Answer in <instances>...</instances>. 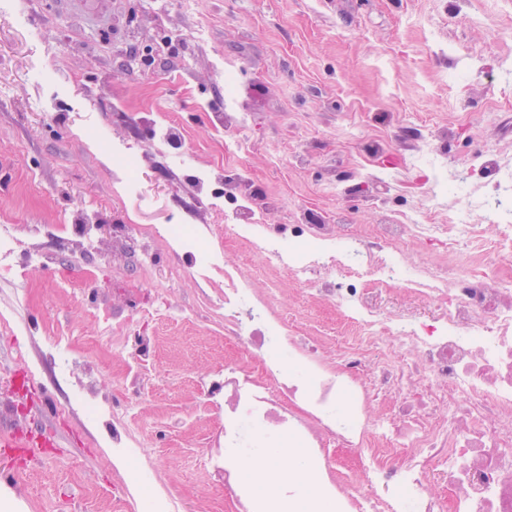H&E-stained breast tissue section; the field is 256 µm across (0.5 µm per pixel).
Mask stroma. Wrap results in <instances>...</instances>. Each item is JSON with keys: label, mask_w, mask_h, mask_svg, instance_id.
<instances>
[{"label": "stroma", "mask_w": 512, "mask_h": 512, "mask_svg": "<svg viewBox=\"0 0 512 512\" xmlns=\"http://www.w3.org/2000/svg\"><path fill=\"white\" fill-rule=\"evenodd\" d=\"M108 0L111 24L83 25L59 0H8L0 6V225L17 228L18 254L0 258V314L17 324L0 329V426L25 444L32 428L51 444L37 462L5 452L0 512H141L145 494L134 467L153 470V491L180 501L184 512H237L203 473L200 457L213 422L198 386L224 366V325L207 317L203 280L190 257L154 258V274L170 289L179 315L145 325L160 369L145 387L118 375L137 334L101 337L100 308L128 315L149 293L126 294L100 263L84 281L78 247L52 250L48 267L23 257L27 227L60 232L81 214L101 223L159 228L169 220L197 225L210 238L209 214L191 209V188L165 154L143 160L146 197L125 193L113 144H143L133 114L157 112L185 133V149L201 170L224 152L206 112L245 113V150L237 167L276 204L266 220L289 224L296 210L340 214L367 233L382 212L404 216L431 206L416 184L426 176L413 160L422 135L437 137L446 171L482 152L512 167V0H477L461 18L448 0ZM203 30V42L190 34ZM139 58L117 68L130 51ZM222 57L236 80L212 66ZM385 161L371 165V144ZM281 307L298 322L342 332L310 287L282 279ZM69 339L95 364L94 391L129 409L152 439L135 460L112 449V426L88 422L75 407L45 412V398L71 396L85 367L62 374L50 357Z\"/></svg>", "instance_id": "35a3bbf8"}]
</instances>
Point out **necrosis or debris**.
Segmentation results:
<instances>
[{"mask_svg": "<svg viewBox=\"0 0 512 512\" xmlns=\"http://www.w3.org/2000/svg\"><path fill=\"white\" fill-rule=\"evenodd\" d=\"M479 186L469 170L448 178L461 202L452 224L398 221L384 214L372 237L347 232L334 217L298 211L289 227L265 221L245 173L223 178L219 191L199 183L195 207L218 223L219 240L202 243L195 225L152 231L112 227L114 254L152 263L158 245L204 248V272L223 273L210 299L224 323V367L203 389L223 411L216 436L223 451L206 455L219 490L247 512H276L299 500L298 482H276V499L243 479L253 449L275 438L305 449L314 495L336 512H512V208L496 193L512 187V170L488 153ZM480 224H473V216ZM426 249L409 251L408 238ZM244 244L257 268L312 286L349 331L326 350L278 311V289L253 287L255 270L224 271L225 242ZM474 253L470 267L450 268L451 255ZM404 293L406 303L391 301Z\"/></svg>", "mask_w": 512, "mask_h": 512, "instance_id": "1", "label": "necrosis or debris"}]
</instances>
